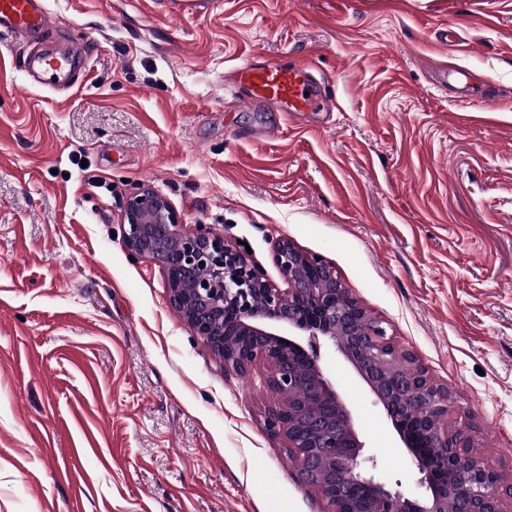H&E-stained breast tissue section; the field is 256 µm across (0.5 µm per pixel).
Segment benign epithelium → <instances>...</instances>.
<instances>
[{"mask_svg": "<svg viewBox=\"0 0 512 512\" xmlns=\"http://www.w3.org/2000/svg\"><path fill=\"white\" fill-rule=\"evenodd\" d=\"M170 203L151 189L128 198L123 237L134 256L161 266L174 308L224 368H269L263 383L277 397L267 432L286 441L299 481L316 489L332 512H502L512 484L471 449L466 431H448V387L432 382L400 350L321 256L287 237L272 262L287 288L224 236L185 232ZM330 345L356 371L380 405L418 474L411 498L376 474L365 454L357 415L321 362Z\"/></svg>", "mask_w": 512, "mask_h": 512, "instance_id": "benign-epithelium-1", "label": "benign epithelium"}]
</instances>
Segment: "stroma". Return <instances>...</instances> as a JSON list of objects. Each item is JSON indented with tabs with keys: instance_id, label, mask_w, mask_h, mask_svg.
<instances>
[{
	"instance_id": "obj_1",
	"label": "stroma",
	"mask_w": 512,
	"mask_h": 512,
	"mask_svg": "<svg viewBox=\"0 0 512 512\" xmlns=\"http://www.w3.org/2000/svg\"><path fill=\"white\" fill-rule=\"evenodd\" d=\"M46 5L94 50L57 93L0 39V512L327 510L265 430L264 366L225 369L160 265L129 255L122 203L142 186L184 231L248 243L275 285L280 237L330 262L512 482V0ZM246 61L310 62L334 111L251 102ZM460 68L491 111L460 105ZM322 361L380 473L415 492L364 382Z\"/></svg>"
}]
</instances>
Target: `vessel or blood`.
<instances>
[{
    "label": "vessel or blood",
    "instance_id": "1",
    "mask_svg": "<svg viewBox=\"0 0 512 512\" xmlns=\"http://www.w3.org/2000/svg\"><path fill=\"white\" fill-rule=\"evenodd\" d=\"M60 26L44 0H0V37L45 38L58 33ZM88 51L74 52L66 46L31 51L23 68L34 82L66 90L77 85L88 64ZM238 78L252 100L273 105L289 115L327 112L334 101L322 94L311 67L302 62L291 66L270 63L258 66L245 63L238 68Z\"/></svg>",
    "mask_w": 512,
    "mask_h": 512
}]
</instances>
